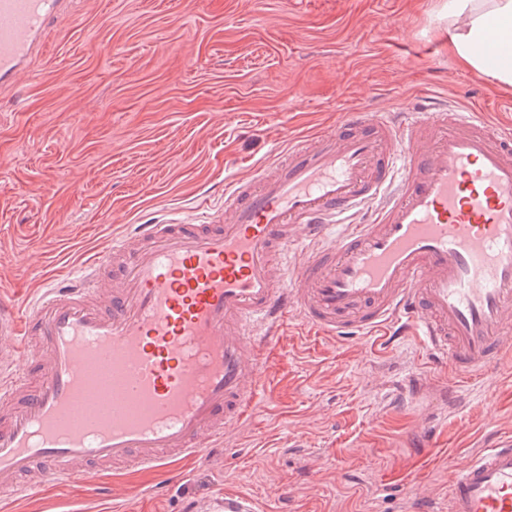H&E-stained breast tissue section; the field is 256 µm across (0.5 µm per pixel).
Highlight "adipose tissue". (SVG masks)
Here are the masks:
<instances>
[{
    "instance_id": "1",
    "label": "adipose tissue",
    "mask_w": 512,
    "mask_h": 512,
    "mask_svg": "<svg viewBox=\"0 0 512 512\" xmlns=\"http://www.w3.org/2000/svg\"><path fill=\"white\" fill-rule=\"evenodd\" d=\"M449 20H462L450 36L458 59L480 75L512 85V0H448ZM491 46L492 60L479 54Z\"/></svg>"
}]
</instances>
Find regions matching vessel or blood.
Listing matches in <instances>:
<instances>
[{"instance_id": "vessel-or-blood-1", "label": "vessel or blood", "mask_w": 512, "mask_h": 512, "mask_svg": "<svg viewBox=\"0 0 512 512\" xmlns=\"http://www.w3.org/2000/svg\"><path fill=\"white\" fill-rule=\"evenodd\" d=\"M59 5L0 0V85ZM285 141L223 203L135 225L24 309L0 296V498L79 462L181 481L254 410L291 320L421 337L462 378L512 353L511 129L425 100ZM448 512H512V437L450 469Z\"/></svg>"}]
</instances>
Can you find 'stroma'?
I'll list each match as a JSON object with an SVG mask.
<instances>
[{
    "mask_svg": "<svg viewBox=\"0 0 512 512\" xmlns=\"http://www.w3.org/2000/svg\"><path fill=\"white\" fill-rule=\"evenodd\" d=\"M448 29L447 0H69L44 53L0 87V292L23 302L127 225L220 202L284 129L427 93L512 125V86L461 64ZM412 377L428 390L417 405ZM454 379L419 337L294 320L251 419L162 497L155 472L81 473L10 512H202L227 491L257 512H446L449 467L512 436V370L473 379L449 413L438 388Z\"/></svg>",
    "mask_w": 512,
    "mask_h": 512,
    "instance_id": "35a3bbf8",
    "label": "stroma"
}]
</instances>
